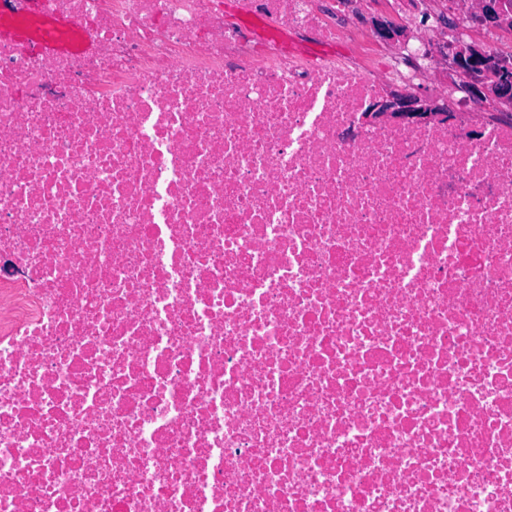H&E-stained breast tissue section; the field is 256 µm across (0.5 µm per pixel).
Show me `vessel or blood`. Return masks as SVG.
Returning a JSON list of instances; mask_svg holds the SVG:
<instances>
[{
	"instance_id": "1",
	"label": "vessel or blood",
	"mask_w": 512,
	"mask_h": 512,
	"mask_svg": "<svg viewBox=\"0 0 512 512\" xmlns=\"http://www.w3.org/2000/svg\"><path fill=\"white\" fill-rule=\"evenodd\" d=\"M31 14L40 18L39 27L11 21L9 4L0 5V39L35 48L46 54L82 55L91 52V44L83 37L71 34V21L60 14L40 9V0H31Z\"/></svg>"
}]
</instances>
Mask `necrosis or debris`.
Here are the masks:
<instances>
[{
    "label": "necrosis or debris",
    "mask_w": 512,
    "mask_h": 512,
    "mask_svg": "<svg viewBox=\"0 0 512 512\" xmlns=\"http://www.w3.org/2000/svg\"><path fill=\"white\" fill-rule=\"evenodd\" d=\"M47 0L0 40V512H512V0ZM346 57L286 56L243 15ZM443 114L369 124L394 87ZM0 39L11 41L27 48H35L45 54L82 55L91 52L92 45L83 37L72 35L60 37L58 33L72 28L71 21L60 14H51L40 9V0H31L29 12L40 18V26L35 29L26 24L9 19V2L0 0Z\"/></svg>",
    "instance_id": "necrosis-or-debris-1"
}]
</instances>
